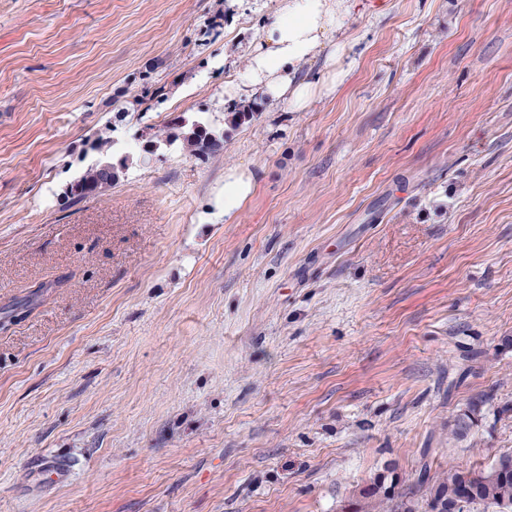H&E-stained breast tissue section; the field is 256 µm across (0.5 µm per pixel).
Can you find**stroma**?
<instances>
[{
  "instance_id": "35a3bbf8",
  "label": "stroma",
  "mask_w": 512,
  "mask_h": 512,
  "mask_svg": "<svg viewBox=\"0 0 512 512\" xmlns=\"http://www.w3.org/2000/svg\"><path fill=\"white\" fill-rule=\"evenodd\" d=\"M278 8L0 0V512H340L512 453V0H362L304 109L65 196L99 137L222 123ZM254 185L253 176L230 175L224 180V211L231 213L250 195ZM484 401L472 402L466 410L448 424L449 442L459 443L468 439L471 432L482 419V406Z\"/></svg>"
}]
</instances>
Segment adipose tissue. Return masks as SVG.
Masks as SVG:
<instances>
[{
	"instance_id": "obj_1",
	"label": "adipose tissue",
	"mask_w": 512,
	"mask_h": 512,
	"mask_svg": "<svg viewBox=\"0 0 512 512\" xmlns=\"http://www.w3.org/2000/svg\"><path fill=\"white\" fill-rule=\"evenodd\" d=\"M355 10L356 0H281L251 57L248 86L269 103L303 108L315 87L299 79L301 65L320 54L331 61L345 52V42L332 43L328 37L353 19Z\"/></svg>"
}]
</instances>
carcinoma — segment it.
<instances>
[{"label": "carcinoma", "mask_w": 512, "mask_h": 512, "mask_svg": "<svg viewBox=\"0 0 512 512\" xmlns=\"http://www.w3.org/2000/svg\"><path fill=\"white\" fill-rule=\"evenodd\" d=\"M261 103L243 98L227 108L224 124L237 128L251 121L260 111ZM149 147L140 148L138 156L152 154L161 148L176 147L201 160L224 149V130L207 120L175 116L161 126H147ZM113 143L101 138L96 149L103 156L100 164L87 168L77 181L83 185L78 195L67 194L74 202L95 196L120 181L134 154H123L114 161ZM484 401L472 402L466 410L448 424V441L459 443L468 439L482 419ZM460 499L467 509L483 507L482 512H512V454L496 457L482 470L450 467L442 476L430 477L427 467L420 468L412 488L397 489L396 481L379 475L373 483L360 490L356 499L341 508V512H452Z\"/></svg>", "instance_id": "cac0c4a2"}]
</instances>
